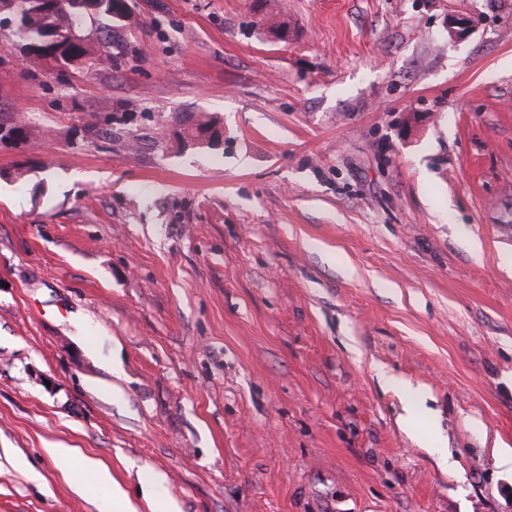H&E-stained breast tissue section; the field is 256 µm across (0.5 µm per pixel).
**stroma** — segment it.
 Segmentation results:
<instances>
[{"label":"stroma","instance_id":"stroma-1","mask_svg":"<svg viewBox=\"0 0 512 512\" xmlns=\"http://www.w3.org/2000/svg\"><path fill=\"white\" fill-rule=\"evenodd\" d=\"M251 3L0 24V512H512V0ZM49 1L55 3L26 5L27 9L19 17L24 27L23 45L27 48L23 54L47 65L52 61L60 64L54 74L57 81L65 82L69 71L76 67L75 60H81L83 64L93 61L89 38L80 29L82 19L86 15H94L92 17L110 22L119 21L113 8L115 3L121 1L100 0L97 12L85 15L73 10L72 0ZM121 25L126 26L124 23ZM54 35L61 37V40H55ZM255 5L262 9V14L259 16V23L262 27L267 28L271 32L280 30H287L288 24L281 21L279 18V11L277 9V1L275 0H261L254 1ZM217 125L218 122L215 119V117L206 114H201L191 122L190 127H188L187 129H185V131L180 133V142L186 146V143H188L187 139L189 137H197L195 135V132L201 134L206 131L214 129L215 132L219 135V129L217 128ZM209 135L210 134H208L205 137L202 136L199 138H194L193 141L207 144L209 142ZM73 470L76 474L86 475L88 479L87 488L95 489L97 486L111 485L112 476L106 466L93 459L82 460L77 463Z\"/></svg>","mask_w":512,"mask_h":512}]
</instances>
